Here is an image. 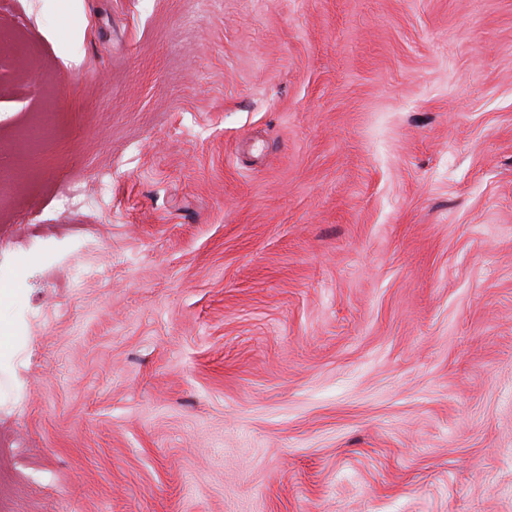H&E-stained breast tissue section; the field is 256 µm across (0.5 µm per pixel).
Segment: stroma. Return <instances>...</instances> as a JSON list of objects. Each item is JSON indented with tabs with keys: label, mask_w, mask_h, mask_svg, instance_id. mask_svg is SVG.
<instances>
[{
	"label": "stroma",
	"mask_w": 512,
	"mask_h": 512,
	"mask_svg": "<svg viewBox=\"0 0 512 512\" xmlns=\"http://www.w3.org/2000/svg\"><path fill=\"white\" fill-rule=\"evenodd\" d=\"M14 512H512V0H0Z\"/></svg>",
	"instance_id": "obj_1"
}]
</instances>
